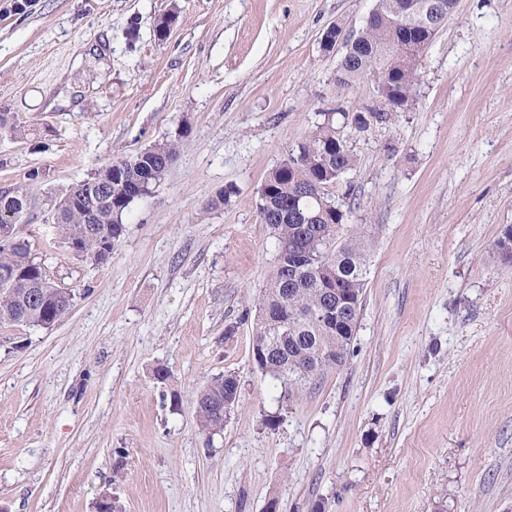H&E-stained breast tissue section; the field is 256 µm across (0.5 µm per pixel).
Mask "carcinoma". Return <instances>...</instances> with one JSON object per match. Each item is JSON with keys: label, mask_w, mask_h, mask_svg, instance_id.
<instances>
[{"label": "carcinoma", "mask_w": 512, "mask_h": 512, "mask_svg": "<svg viewBox=\"0 0 512 512\" xmlns=\"http://www.w3.org/2000/svg\"><path fill=\"white\" fill-rule=\"evenodd\" d=\"M405 0H375L372 19L354 36L336 71V85L350 89L368 78L381 109L375 123L413 104L418 66L433 39L418 26H403ZM400 39L412 43L410 60L392 59L386 50ZM358 113L338 112L315 125L305 141L290 150L259 189L261 223L271 231L276 257L266 285L260 289L253 327L252 352H270L268 368L287 389L299 395L307 383L342 366L350 353L364 303L369 274V248L364 232L347 224L346 212L331 201L326 188L355 167L349 134L363 132ZM177 150L175 141L158 142L129 159L101 171L112 182L110 194L88 216L82 193L69 189L57 205V227L63 241H74L80 261L105 262L125 232L123 215L141 186L160 182ZM28 200L22 190L0 193V325L51 327L69 315L73 294L59 287L45 267L30 256L20 233ZM338 287L352 303L340 322L322 323L325 289ZM288 346H279V337ZM339 350L328 361L323 355ZM239 380L228 374L194 400L199 428L211 434L222 429L235 402Z\"/></svg>", "instance_id": "carcinoma-1"}]
</instances>
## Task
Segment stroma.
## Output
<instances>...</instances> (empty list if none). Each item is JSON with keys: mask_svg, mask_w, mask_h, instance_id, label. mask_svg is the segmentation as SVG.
<instances>
[{"mask_svg": "<svg viewBox=\"0 0 512 512\" xmlns=\"http://www.w3.org/2000/svg\"><path fill=\"white\" fill-rule=\"evenodd\" d=\"M374 5L0 0V191L27 194L31 255L75 294L53 327L0 325L5 512H95L105 493L123 512H512V265L495 250L512 0H457L415 105L349 141L356 168L329 194L371 265L345 364L291 399L252 359L275 262L258 190L323 113L377 106L368 83L337 87L342 53L320 43ZM167 139L177 156L109 260H76L62 196ZM224 374L240 392L209 436L191 401Z\"/></svg>", "mask_w": 512, "mask_h": 512, "instance_id": "35a3bbf8", "label": "stroma"}]
</instances>
